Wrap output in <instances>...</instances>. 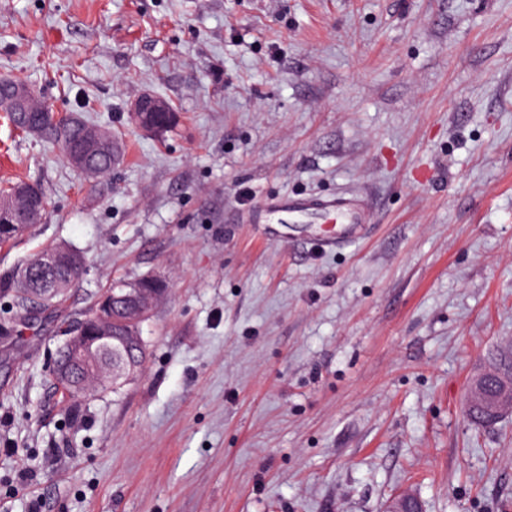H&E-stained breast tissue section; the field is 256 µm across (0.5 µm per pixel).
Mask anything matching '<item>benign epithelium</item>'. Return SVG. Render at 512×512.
<instances>
[{"mask_svg":"<svg viewBox=\"0 0 512 512\" xmlns=\"http://www.w3.org/2000/svg\"><path fill=\"white\" fill-rule=\"evenodd\" d=\"M168 104L156 96H143L136 100L131 108L132 116L141 127L152 130L149 114L167 112ZM120 299L134 308L135 319L146 316L155 305L156 295L143 291L132 282L115 283L112 292L101 301L102 309L111 311L112 300ZM140 346L136 336H117L104 330H93L82 325L73 329L65 343L64 358L55 365L54 378L57 386L67 384L73 389L81 387L77 374L87 373L101 362L112 366L108 377L111 383H126L134 378L138 364L131 356V351ZM470 402L485 412L502 418L512 413V377L499 380L497 388L490 392L485 383V374L480 373L470 382ZM385 512H425L423 501L419 496L403 491L388 502Z\"/></svg>","mask_w":512,"mask_h":512,"instance_id":"1","label":"benign epithelium"}]
</instances>
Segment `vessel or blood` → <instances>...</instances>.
Returning <instances> with one entry per match:
<instances>
[{
    "label": "vessel or blood",
    "mask_w": 512,
    "mask_h": 512,
    "mask_svg": "<svg viewBox=\"0 0 512 512\" xmlns=\"http://www.w3.org/2000/svg\"><path fill=\"white\" fill-rule=\"evenodd\" d=\"M268 223L285 224L299 222L310 216L325 217L335 215L340 223L335 239H320L316 245L326 249L335 244L354 241L363 230L364 224L370 223L371 216L362 205L361 199L349 194H339L331 197H301L295 199L275 198L266 204Z\"/></svg>",
    "instance_id": "vessel-or-blood-1"
}]
</instances>
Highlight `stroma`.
Wrapping results in <instances>:
<instances>
[{"label":"stroma","instance_id":"obj_1","mask_svg":"<svg viewBox=\"0 0 512 512\" xmlns=\"http://www.w3.org/2000/svg\"><path fill=\"white\" fill-rule=\"evenodd\" d=\"M122 138L93 182L0 118V185L46 194L0 271L58 245L65 302L0 335V512H512V415L472 375L512 342V0H0V75ZM165 99L163 139L132 103ZM366 199L255 221L268 198ZM166 291L119 391L46 369L112 281ZM266 207L268 218L265 224H288L289 221L296 224L309 216L325 217L332 213L336 214V220L341 224L336 240H316V246L322 249L354 241L362 232V225L371 221L370 213L363 207L361 199L349 194L325 198H275L269 200ZM470 402L492 416L502 418L512 413V377L499 380L497 388L489 392L485 374L479 373L470 382ZM385 512H425V509L419 496L403 491L390 499Z\"/></svg>","mask_w":512,"mask_h":512}]
</instances>
